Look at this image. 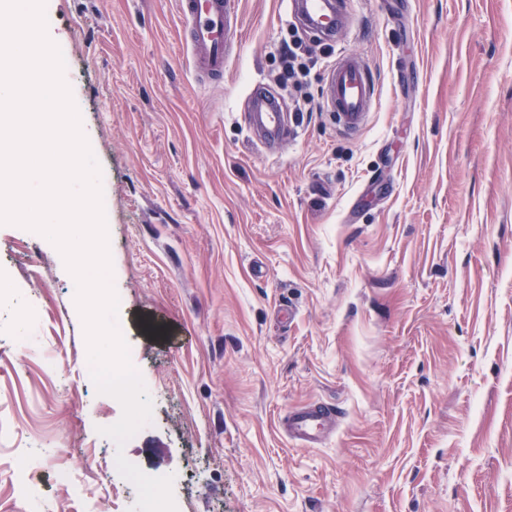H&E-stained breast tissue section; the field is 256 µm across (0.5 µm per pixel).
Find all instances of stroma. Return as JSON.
<instances>
[{"instance_id": "1", "label": "stroma", "mask_w": 512, "mask_h": 512, "mask_svg": "<svg viewBox=\"0 0 512 512\" xmlns=\"http://www.w3.org/2000/svg\"><path fill=\"white\" fill-rule=\"evenodd\" d=\"M345 2L329 44L288 0H237L207 83L175 0H46L153 412L124 447L101 435L123 410L83 374L75 280L0 224V512H129L113 466L81 503L119 452L173 476L177 512H512V0ZM343 52L377 77L354 132L325 104ZM255 83L295 130L274 153ZM315 401L336 432L301 448L279 421ZM251 107L249 124L259 132L258 142L267 150L273 151L280 144L286 131V122L277 98L263 85L255 84L249 93Z\"/></svg>"}]
</instances>
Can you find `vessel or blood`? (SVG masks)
Wrapping results in <instances>:
<instances>
[{"instance_id":"1","label":"vessel or blood","mask_w":512,"mask_h":512,"mask_svg":"<svg viewBox=\"0 0 512 512\" xmlns=\"http://www.w3.org/2000/svg\"><path fill=\"white\" fill-rule=\"evenodd\" d=\"M235 0H178L177 9L184 28V44L197 79L208 80L224 72L229 41L238 31L233 11ZM296 18L321 41H337L345 26L341 0H295ZM376 94L375 81L365 61L342 54L332 65L326 84V105L338 125L358 128L369 112ZM252 114L249 123L259 132V143L275 150L286 131L277 98L263 85L249 93ZM337 411L329 404L294 409L282 419L280 429L303 448L325 443L336 428Z\"/></svg>"}]
</instances>
